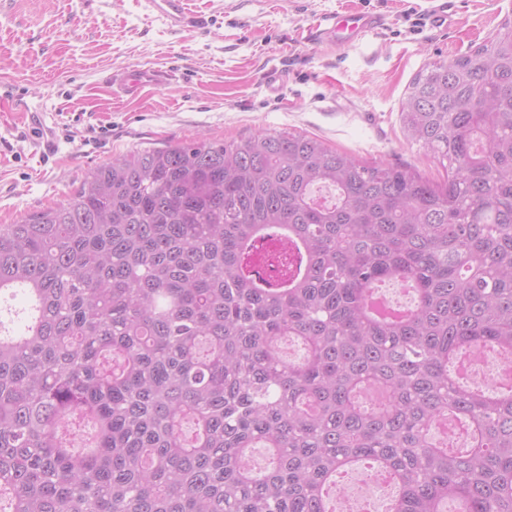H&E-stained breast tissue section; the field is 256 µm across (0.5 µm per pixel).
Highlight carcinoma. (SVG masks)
Returning a JSON list of instances; mask_svg holds the SVG:
<instances>
[{"mask_svg": "<svg viewBox=\"0 0 512 512\" xmlns=\"http://www.w3.org/2000/svg\"><path fill=\"white\" fill-rule=\"evenodd\" d=\"M399 117L446 180L261 132L129 151L0 225V296L30 302L0 334L10 512H330L363 463L390 512H512V394L448 371L512 354V18ZM273 236L276 288L253 274ZM391 281L415 291L396 316L372 308Z\"/></svg>", "mask_w": 512, "mask_h": 512, "instance_id": "carcinoma-1", "label": "carcinoma"}]
</instances>
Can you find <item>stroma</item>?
<instances>
[{
	"label": "stroma",
	"mask_w": 512,
	"mask_h": 512,
	"mask_svg": "<svg viewBox=\"0 0 512 512\" xmlns=\"http://www.w3.org/2000/svg\"><path fill=\"white\" fill-rule=\"evenodd\" d=\"M426 0H195L193 24L172 30L143 0H0V224L66 199L90 170L134 149L254 134L315 136L361 161L448 172L408 140L399 109L435 60L470 53L512 0H448L431 25ZM377 13L385 23L347 46L315 43L326 15ZM166 72V84L118 101L110 76ZM276 68L283 98L262 77Z\"/></svg>",
	"instance_id": "obj_1"
}]
</instances>
